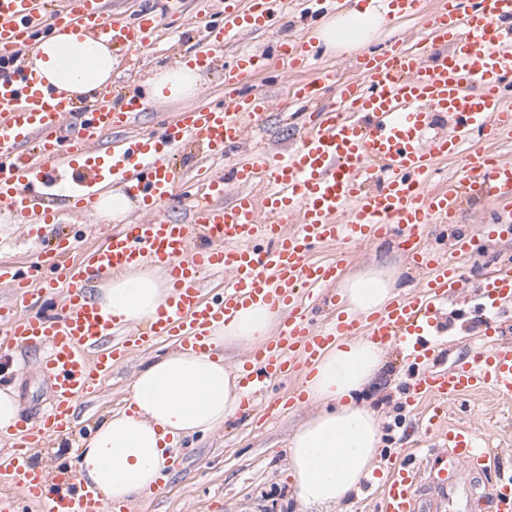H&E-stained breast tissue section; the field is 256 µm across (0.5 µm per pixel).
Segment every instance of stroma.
<instances>
[{"label":"stroma","mask_w":512,"mask_h":512,"mask_svg":"<svg viewBox=\"0 0 512 512\" xmlns=\"http://www.w3.org/2000/svg\"><path fill=\"white\" fill-rule=\"evenodd\" d=\"M144 7L166 14L171 35L181 39L186 49L200 45V21L220 19L218 0H112L113 11L127 17ZM117 59L115 77L123 81L129 96L142 95L147 81L171 65L168 53L160 44L147 50L118 53ZM223 97L224 73L217 68L206 76L202 90L195 97L150 103L125 133L132 137L154 133L159 115L172 117L193 108L212 106ZM296 137L295 120L276 108L264 128L249 131L246 150L250 153L261 148L286 151ZM72 230L80 232L84 245L91 247L111 227L75 219L68 225L47 226L43 240L36 242L28 237L25 225L0 220V240L12 244L11 256L22 264L36 261L39 251L49 248L57 234ZM351 252V271L388 268L397 272L400 283L408 288L421 280L418 270L394 241L376 239L352 246ZM509 257L512 258V243H494L468 261L467 281L442 319L441 340L450 358L468 357L484 331L478 318L459 315V308L469 302L481 274ZM171 349V344L156 341L133 353L114 369L94 397L78 402L79 421L93 425L102 422L110 411L121 409L139 366ZM13 364L10 370L0 367V388L12 387L21 412L39 416L49 403L51 391L39 373L37 357L32 353L19 354ZM408 377L409 369L400 353L388 348L377 378L361 394L362 402L376 410L382 419L380 452L402 447L404 443L411 416L404 405L401 387ZM311 412L308 405L287 408L269 422L238 415L215 431L181 439L176 447L178 459L168 470L164 489L132 501V512H303L288 471L287 443ZM449 418L467 423L479 436L499 445L504 452L502 465L512 471V400L490 392L473 394L452 404ZM494 478L491 472L463 470L461 481L469 490L467 498L441 505L439 512H490L486 492Z\"/></svg>","instance_id":"stroma-1"}]
</instances>
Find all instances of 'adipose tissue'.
I'll list each match as a JSON object with an SVG mask.
<instances>
[{"mask_svg": "<svg viewBox=\"0 0 512 512\" xmlns=\"http://www.w3.org/2000/svg\"><path fill=\"white\" fill-rule=\"evenodd\" d=\"M389 12L386 0H369L359 11L328 16L315 37L326 51L341 53L365 47ZM116 59L101 37H78L55 30L38 41L31 67L54 89L76 95L105 88ZM198 69L181 65L160 72L149 95L180 101L200 91ZM396 276L367 270L345 278L339 295L345 310L364 315L383 309L395 298ZM168 293L167 279L156 267H131L116 273L98 299L128 324H144ZM277 312L261 305L241 310L227 324L213 328V343L251 346L277 322ZM380 345L359 337L331 345L305 384L317 414L301 423L288 440V469L296 495L308 508L341 503L363 481L371 479L381 444V419L359 402L382 365ZM245 389L221 359L193 350L154 358L134 376L127 408L113 412L81 445V473L107 499L126 502L155 484L169 460L168 440L206 433L238 411Z\"/></svg>", "mask_w": 512, "mask_h": 512, "instance_id": "1", "label": "adipose tissue"}]
</instances>
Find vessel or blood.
<instances>
[{
  "mask_svg": "<svg viewBox=\"0 0 512 512\" xmlns=\"http://www.w3.org/2000/svg\"><path fill=\"white\" fill-rule=\"evenodd\" d=\"M424 4L390 0L393 19L423 17L425 37L409 47L363 53L354 82L332 70L309 71L306 38L277 42V63L295 77L289 100L308 112L309 122L290 152L241 160L237 151L249 130L263 126L273 107L242 90L264 57L236 54L224 70L221 104L181 113L162 123L159 135L112 142L109 133L134 122L144 102L132 97L113 105L120 95L114 86L101 90L98 104L67 96L47 87L24 57L34 33L61 27L106 37L116 49L150 46L163 17L146 11L133 22L113 18L107 0H66L61 9L48 0H0V210L34 233L44 224L95 215L101 197L115 192L141 214L84 251L79 263L69 260L75 248L69 237L27 270L0 262V282L16 290L13 304L0 306V356L41 351L40 371L52 391L40 418L20 416L0 433V477L18 481L32 512H112L77 466L47 473L35 466L33 450L74 437L77 400L134 350L166 339L210 351L212 326L255 303L282 318L242 366L251 390L245 406L254 407V393L272 383L303 376L335 341L361 335L401 347L415 367L406 401L425 403L423 433L448 451L440 478L495 462L497 449L480 443L469 427L449 424L448 404L484 390L511 400L512 343L493 340L471 359L448 363L432 333L438 306L466 280L458 256L512 237V161L477 148L487 131H512V0H442L430 13ZM287 6L288 0H224L221 21L205 23L201 45L182 61L212 70L245 34L271 31ZM70 115L78 117L79 129L64 143L59 132ZM189 143L231 164L222 173L197 169L194 178L207 190L192 198L189 220L177 223L162 209L184 183L171 157ZM456 156L463 174L430 187L436 162ZM257 181L268 186L260 200L249 191ZM486 200L502 204V212L454 239L451 255L425 247L428 225L456 223L464 207ZM387 236L423 271L420 289L367 316L336 309L317 321L299 287L335 290L350 261L349 245ZM337 242L344 249L336 257L311 259L316 246ZM142 263L165 271L170 292L154 320L138 330L104 310L95 289L112 272ZM207 271L229 274L212 296L204 293ZM47 284L59 288V309L29 311L31 296ZM511 302L507 261L479 284L471 308L484 318L486 335L499 332L490 313ZM420 478L404 449L390 452L379 467V512H419Z\"/></svg>",
  "mask_w": 512,
  "mask_h": 512,
  "instance_id": "b4317fda",
  "label": "vessel or blood"
}]
</instances>
